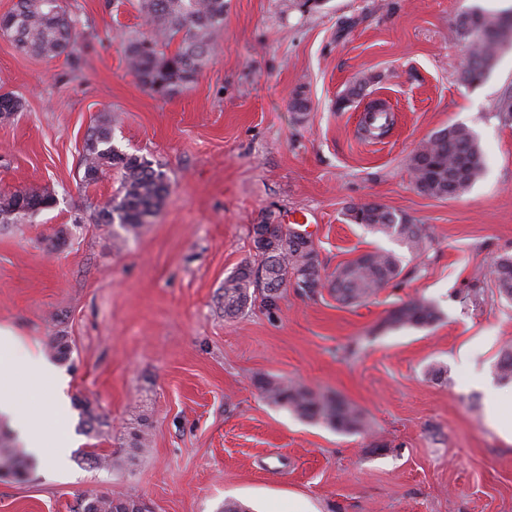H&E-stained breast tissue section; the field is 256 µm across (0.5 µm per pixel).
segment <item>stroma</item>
Returning <instances> with one entry per match:
<instances>
[{
    "mask_svg": "<svg viewBox=\"0 0 512 512\" xmlns=\"http://www.w3.org/2000/svg\"><path fill=\"white\" fill-rule=\"evenodd\" d=\"M80 18L71 51L25 55L0 37V192L50 191L55 205L0 224V324L39 344L67 379L68 414L51 385L26 391L48 447L73 448L65 475L29 458L0 474V512H79L98 493L149 512H512V440L491 423L471 373L494 376L512 347V302L484 291L495 255L512 252V49L466 84L458 15L512 12V0H226L216 52L195 82L162 96L126 67L139 0H63ZM367 79L363 97L348 87ZM306 108L291 109L294 97ZM391 109L379 140L359 132L367 101ZM169 178L160 213L137 233L100 223L117 170L82 179L96 126ZM477 136L481 177L461 196L414 188L408 159L435 131ZM377 202L428 226L422 258L351 223ZM302 225L323 277L358 253L388 250L404 271L359 306L288 285L279 306L224 315V281L255 261L253 224ZM432 302L420 328L383 323L401 303ZM69 347L60 359L58 339ZM361 339L357 354L347 350ZM444 371L434 380L432 368ZM299 383L359 409L339 433L268 401L256 380ZM147 448L129 459V434Z\"/></svg>",
    "mask_w": 512,
    "mask_h": 512,
    "instance_id": "1",
    "label": "stroma"
}]
</instances>
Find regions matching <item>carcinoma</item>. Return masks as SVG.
Segmentation results:
<instances>
[{
	"label": "carcinoma",
	"mask_w": 512,
	"mask_h": 512,
	"mask_svg": "<svg viewBox=\"0 0 512 512\" xmlns=\"http://www.w3.org/2000/svg\"><path fill=\"white\" fill-rule=\"evenodd\" d=\"M225 0H141L140 10L147 34L129 38L125 56L130 70L149 89L164 94L195 81L214 55L215 40L224 28ZM78 19L61 0H17L13 10L0 16V36L11 40L22 54L54 57L75 42ZM453 34L466 57L464 80L481 83L498 52L512 46V13L494 17L480 10H468L457 18ZM179 40L176 51L165 48ZM387 110L365 108L364 131L373 137L388 132ZM484 153L476 136L463 125H450L433 133L410 156L408 170L416 190L426 196L455 198L468 190L484 168ZM121 174L118 195L102 209L104 224H117L125 232L150 223L170 193L164 171L151 161L118 152L112 146V131L102 125L89 135L85 145L83 181L95 182L106 169ZM54 196L48 191L24 194L0 192V223L17 224L25 217L50 208ZM348 216L389 237L398 238L415 256L426 254L431 233L405 213H396L375 203L354 204ZM257 261L240 266L224 281V315L234 318L259 301L274 309L288 286L295 285L315 295L326 288L344 305H358L374 297L403 272L400 257L391 251H365L336 267L332 279L323 281L321 262L313 243L275 224L253 226ZM491 286L499 296L512 301V254L494 258ZM438 319L435 306L426 300L404 302L391 311V327L423 326ZM495 369L499 380L512 382V349L503 351ZM265 397L286 406L299 416L322 420L342 433L360 431L361 414L348 403L329 398L302 385L269 378L258 379ZM20 451L0 443V472L15 473ZM81 512H143L133 499L114 500L106 495L86 494Z\"/></svg>",
	"instance_id": "1"
}]
</instances>
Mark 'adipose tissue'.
Here are the masks:
<instances>
[{
    "label": "adipose tissue",
    "mask_w": 512,
    "mask_h": 512,
    "mask_svg": "<svg viewBox=\"0 0 512 512\" xmlns=\"http://www.w3.org/2000/svg\"><path fill=\"white\" fill-rule=\"evenodd\" d=\"M0 359L9 363L20 375L16 384H8L0 377V415L4 416L19 432L28 450L37 456L48 457L51 465L62 464V456L47 455L42 427L22 406L20 393L22 384L39 385L54 381L56 372L39 348L23 347L18 331L9 325H0Z\"/></svg>",
    "instance_id": "1"
}]
</instances>
